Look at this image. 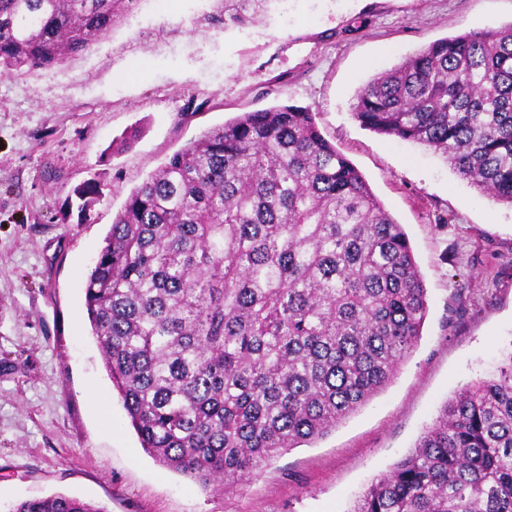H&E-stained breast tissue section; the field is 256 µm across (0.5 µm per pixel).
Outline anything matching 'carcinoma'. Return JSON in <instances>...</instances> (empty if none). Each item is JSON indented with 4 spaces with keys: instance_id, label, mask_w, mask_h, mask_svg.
<instances>
[{
    "instance_id": "cac0c4a2",
    "label": "carcinoma",
    "mask_w": 512,
    "mask_h": 512,
    "mask_svg": "<svg viewBox=\"0 0 512 512\" xmlns=\"http://www.w3.org/2000/svg\"><path fill=\"white\" fill-rule=\"evenodd\" d=\"M132 2L0 0V75L88 51ZM217 2L195 28L253 20L271 0ZM352 115L512 206V23L431 42L362 85ZM82 289L142 448L226 491L383 390L428 313L402 225L294 105L245 112L152 172ZM9 512L105 510L52 494ZM348 512H512V356L448 399Z\"/></svg>"
}]
</instances>
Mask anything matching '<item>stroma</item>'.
Listing matches in <instances>:
<instances>
[{"mask_svg":"<svg viewBox=\"0 0 512 512\" xmlns=\"http://www.w3.org/2000/svg\"><path fill=\"white\" fill-rule=\"evenodd\" d=\"M214 7L134 0L88 52L0 76L1 505L62 493L105 512H348L448 397L512 355V207L351 114L377 72L437 39L512 22V0H270L252 23L195 31ZM192 96L202 110L186 111ZM276 104L314 112L402 225L428 315L390 385L328 435L232 491L205 489L142 449L80 283L151 172L209 129Z\"/></svg>","mask_w":512,"mask_h":512,"instance_id":"stroma-1","label":"stroma"}]
</instances>
